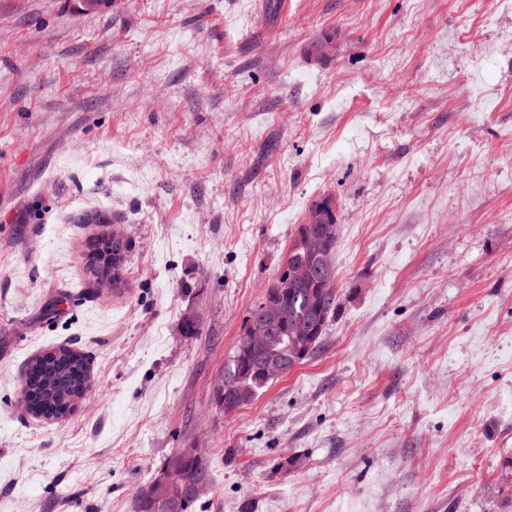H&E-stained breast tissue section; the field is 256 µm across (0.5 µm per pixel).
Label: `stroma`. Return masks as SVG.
Returning <instances> with one entry per match:
<instances>
[{"label": "stroma", "mask_w": 512, "mask_h": 512, "mask_svg": "<svg viewBox=\"0 0 512 512\" xmlns=\"http://www.w3.org/2000/svg\"><path fill=\"white\" fill-rule=\"evenodd\" d=\"M0 0V512H512V0ZM339 309L212 398L312 204ZM103 213L120 290L81 291ZM193 314L194 336L180 324ZM83 352L66 419L28 360ZM104 244L112 254V287L115 288L122 282V272L127 261L128 245L121 236L114 233L108 236ZM182 468L186 479L190 483L202 479L208 486L210 479V466L207 459L201 452L184 459L182 461ZM157 481L164 488L165 494L163 497L153 502L151 511L165 512V496H178L183 498L188 495L187 486L183 481L182 474L177 463H173L172 461L167 463L165 472L159 479H157ZM157 481H152L148 486L138 491L136 503L138 512H150L149 505L154 500L155 496L159 494V485ZM201 498H191L186 496L183 500L179 501V503L174 506L173 511L170 512H188Z\"/></svg>", "instance_id": "stroma-1"}]
</instances>
